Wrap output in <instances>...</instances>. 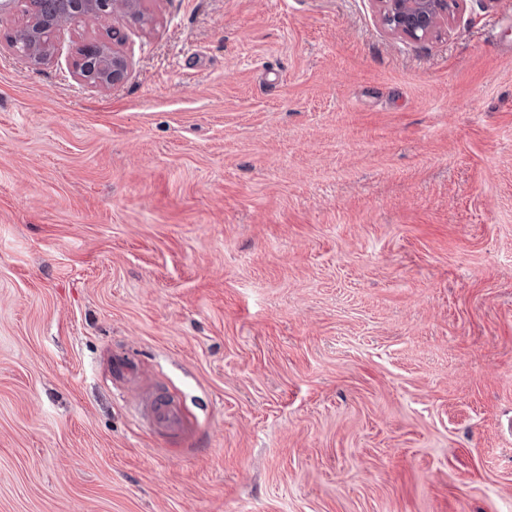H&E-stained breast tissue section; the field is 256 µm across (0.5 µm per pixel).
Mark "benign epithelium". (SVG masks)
Here are the masks:
<instances>
[{
    "label": "benign epithelium",
    "mask_w": 512,
    "mask_h": 512,
    "mask_svg": "<svg viewBox=\"0 0 512 512\" xmlns=\"http://www.w3.org/2000/svg\"><path fill=\"white\" fill-rule=\"evenodd\" d=\"M381 24L390 32L414 40L439 35L463 10V0H374ZM143 0H54L43 12L37 0H0V14L22 10L23 22L11 40V48L36 63L47 60L53 42L46 34L75 21L95 20L108 25L107 37L90 40L73 60V73L95 88H110L127 73L128 58L120 49L123 36L118 22L146 23Z\"/></svg>",
    "instance_id": "1"
}]
</instances>
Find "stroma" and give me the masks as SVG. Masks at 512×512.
I'll return each instance as SVG.
<instances>
[{
	"mask_svg": "<svg viewBox=\"0 0 512 512\" xmlns=\"http://www.w3.org/2000/svg\"><path fill=\"white\" fill-rule=\"evenodd\" d=\"M144 9L0 14V512H512V0ZM53 7L43 12L37 0H1L0 14L21 9L23 22L10 41L14 52L36 63L47 60L53 51L54 34L75 21L95 20L107 24V38L87 41L83 52L73 60V73L83 83L95 88H110L127 73L128 58L120 49L123 36L120 21L148 23L143 0H52ZM117 22V25H116ZM51 39L46 42V34ZM16 38L19 42H16ZM19 44L23 47L19 49ZM381 24L414 40L438 36L463 10V0H374ZM138 410L144 422L161 435L186 434L191 430L181 407L158 392L146 395Z\"/></svg>",
	"mask_w": 512,
	"mask_h": 512,
	"instance_id": "obj_1",
	"label": "stroma"
}]
</instances>
